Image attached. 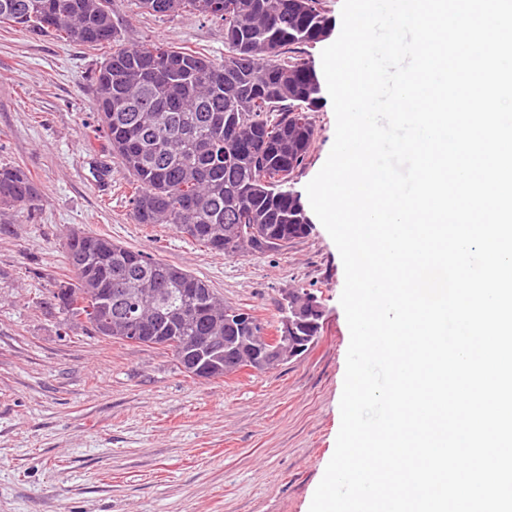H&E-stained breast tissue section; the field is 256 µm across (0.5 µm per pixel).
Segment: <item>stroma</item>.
Returning <instances> with one entry per match:
<instances>
[{"label":"stroma","instance_id":"1","mask_svg":"<svg viewBox=\"0 0 512 512\" xmlns=\"http://www.w3.org/2000/svg\"><path fill=\"white\" fill-rule=\"evenodd\" d=\"M123 44L162 40L224 58V25L113 0ZM107 51L0 26V167L26 170L30 210L0 209V512H309L336 445L350 332L344 268L321 224L263 255L212 252L139 224L132 177L95 139L92 75ZM295 187L335 138L331 100ZM74 230L154 255L250 310L274 335L288 292L324 305L317 343L264 371L191 379L169 351L67 323L51 294Z\"/></svg>","mask_w":512,"mask_h":512}]
</instances>
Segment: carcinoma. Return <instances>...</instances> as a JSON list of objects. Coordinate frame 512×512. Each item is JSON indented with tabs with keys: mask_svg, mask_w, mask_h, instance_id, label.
<instances>
[{
	"mask_svg": "<svg viewBox=\"0 0 512 512\" xmlns=\"http://www.w3.org/2000/svg\"><path fill=\"white\" fill-rule=\"evenodd\" d=\"M57 3L61 19L44 25L35 2ZM155 15L179 11L224 22V61L153 41L120 43L112 0H0V24L52 32L89 47L112 46L93 76V133L105 139L136 182L138 224H168L226 256L263 255L308 236L312 223L295 188L317 135L311 113L320 80L298 51L329 36L325 0H135ZM37 188L19 167L0 168V208L24 211ZM69 281L55 299L66 319L93 336H167L186 376L191 350L207 336L229 335L224 298L203 280L161 259L89 233L65 243ZM128 290H153L146 326L112 319L96 303H139Z\"/></svg>",
	"mask_w": 512,
	"mask_h": 512,
	"instance_id": "carcinoma-1",
	"label": "carcinoma"
}]
</instances>
